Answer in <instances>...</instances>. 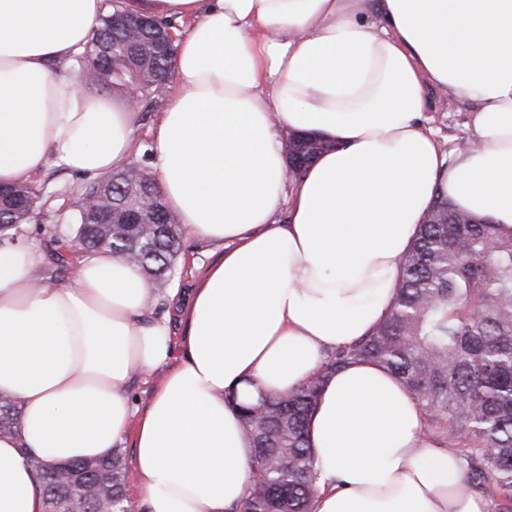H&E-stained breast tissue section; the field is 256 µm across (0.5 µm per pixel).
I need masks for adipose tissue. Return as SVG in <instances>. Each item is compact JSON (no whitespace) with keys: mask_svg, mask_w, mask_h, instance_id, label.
<instances>
[{"mask_svg":"<svg viewBox=\"0 0 512 512\" xmlns=\"http://www.w3.org/2000/svg\"><path fill=\"white\" fill-rule=\"evenodd\" d=\"M187 22L151 130L153 172L188 236L215 243L185 303V352L143 324L149 285L107 251L48 286L41 256L0 241V512H44L32 459L132 444L139 512H230L250 445L224 394L291 390L384 319L435 194L512 228V0H121ZM103 0H0V186L57 163L123 165L137 110L87 94L77 59ZM475 103L447 164L421 120L429 90ZM335 144L298 178L282 129ZM287 223H279L280 211ZM159 379L144 411L127 387ZM314 512H487L454 449L392 374L330 376L308 426ZM20 407L16 400L0 395V433L16 432L19 424Z\"/></svg>","mask_w":512,"mask_h":512,"instance_id":"obj_1","label":"adipose tissue"}]
</instances>
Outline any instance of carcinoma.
Wrapping results in <instances>:
<instances>
[{
	"label": "carcinoma",
	"instance_id": "cac0c4a2",
	"mask_svg": "<svg viewBox=\"0 0 512 512\" xmlns=\"http://www.w3.org/2000/svg\"><path fill=\"white\" fill-rule=\"evenodd\" d=\"M120 0H104L105 13L79 68L123 97L141 89L142 101L156 103L172 68L171 54L159 55L157 33L177 29L172 20L134 32L118 23L128 13ZM152 150L145 149L137 166L143 195L166 207L149 170ZM125 168L86 181L80 195L103 187L121 212L136 202L128 195ZM28 206L11 216L6 233L16 236L31 223L53 222L57 210L31 185L22 183ZM84 209L69 213L76 224L70 245L55 252V267L46 282L61 280L73 245L86 254L102 249L135 263L153 289L164 288L173 273L183 229L176 215L162 230L137 224L126 231L88 225ZM374 361L394 374L419 402L432 439L458 449L472 486L489 497L497 512H512V229L458 208L437 195L428 218L407 254L387 317L367 336L328 353L316 376L284 394L262 395L255 403L227 400L240 412L242 431L252 444L251 480L247 495L231 512H313L316 472L307 440V423L328 376L355 361ZM20 407L0 395V433L17 431ZM43 485H52L46 507L69 512H101L109 503L115 512H130L126 498L128 468L122 452L106 458L75 461L48 474L32 460Z\"/></svg>",
	"mask_w": 512,
	"mask_h": 512
}]
</instances>
